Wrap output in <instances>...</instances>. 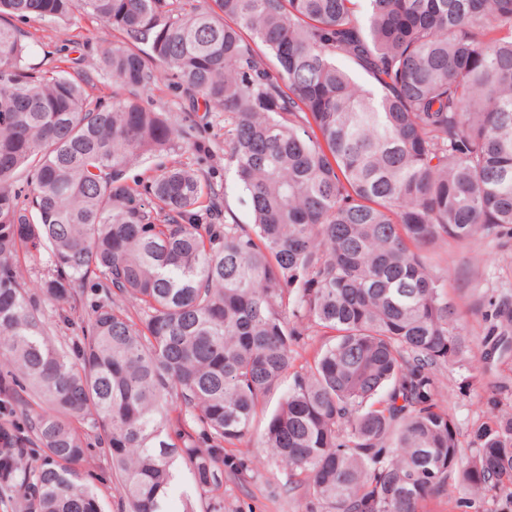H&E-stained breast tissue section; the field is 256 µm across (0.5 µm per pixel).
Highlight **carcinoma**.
Here are the masks:
<instances>
[{"label":"carcinoma","mask_w":512,"mask_h":512,"mask_svg":"<svg viewBox=\"0 0 512 512\" xmlns=\"http://www.w3.org/2000/svg\"><path fill=\"white\" fill-rule=\"evenodd\" d=\"M78 13L119 34L100 70L128 96L27 70L14 21ZM162 75L224 113L252 223L190 161L128 182L209 152L144 97ZM511 230L512 0H0V491L104 512L101 448L124 512H193L179 468L219 492L289 376L260 447L310 512H512V409L491 393L463 441L438 402L471 345L427 253ZM89 290L80 333L48 336ZM185 157L186 155H183L180 151H171L156 158L151 157L146 163L133 167L129 171V180L142 181L144 178L151 175V169L154 168L155 164L164 163L166 165H173L180 161H186Z\"/></svg>","instance_id":"obj_1"}]
</instances>
